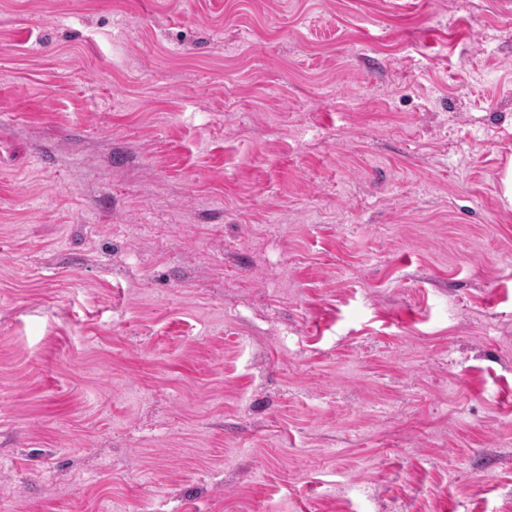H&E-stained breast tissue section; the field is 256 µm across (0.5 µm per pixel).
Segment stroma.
I'll return each instance as SVG.
<instances>
[{
    "instance_id": "obj_1",
    "label": "stroma",
    "mask_w": 512,
    "mask_h": 512,
    "mask_svg": "<svg viewBox=\"0 0 512 512\" xmlns=\"http://www.w3.org/2000/svg\"><path fill=\"white\" fill-rule=\"evenodd\" d=\"M512 0H0V512H512Z\"/></svg>"
}]
</instances>
